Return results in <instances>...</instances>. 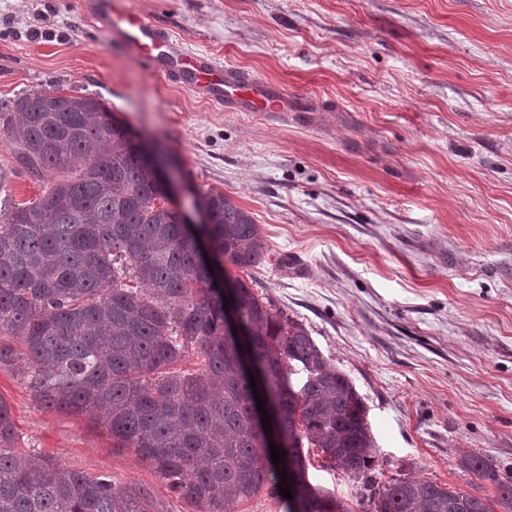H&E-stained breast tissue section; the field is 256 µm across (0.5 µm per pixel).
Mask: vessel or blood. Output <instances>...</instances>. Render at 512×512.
I'll use <instances>...</instances> for the list:
<instances>
[{"mask_svg":"<svg viewBox=\"0 0 512 512\" xmlns=\"http://www.w3.org/2000/svg\"><path fill=\"white\" fill-rule=\"evenodd\" d=\"M94 18L137 58L228 112H295L299 98L271 82L221 63L205 52L179 48L168 31L134 9L130 0H93Z\"/></svg>","mask_w":512,"mask_h":512,"instance_id":"obj_1","label":"vessel or blood"}]
</instances>
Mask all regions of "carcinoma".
<instances>
[{
    "mask_svg": "<svg viewBox=\"0 0 512 512\" xmlns=\"http://www.w3.org/2000/svg\"><path fill=\"white\" fill-rule=\"evenodd\" d=\"M0 132L14 173L44 183L41 197L0 215V367H23L39 406L103 414L112 447L132 449L197 512H241L261 492L284 512L297 500L304 512H355L309 481L306 448L356 484L370 512H512V477L477 454L459 469L492 482L494 497L405 465L378 478L368 406L351 378L302 323L228 270L247 275L270 252L229 195L202 194L210 223H178L128 125L88 95L0 101ZM219 263L233 284L230 323L208 269ZM190 349L199 374L174 369ZM251 375L274 405L283 459L303 461L291 501L279 493L283 465L267 451ZM16 439L0 399V512H153L146 493L19 452Z\"/></svg>",
    "mask_w": 512,
    "mask_h": 512,
    "instance_id": "1",
    "label": "carcinoma"
}]
</instances>
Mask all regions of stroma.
<instances>
[{
  "instance_id": "stroma-1",
  "label": "stroma",
  "mask_w": 512,
  "mask_h": 512,
  "mask_svg": "<svg viewBox=\"0 0 512 512\" xmlns=\"http://www.w3.org/2000/svg\"><path fill=\"white\" fill-rule=\"evenodd\" d=\"M90 0H0V100L95 96L164 147L194 211L233 196L271 251L255 293L364 396L381 463L467 489L512 475V0H135L190 51L305 100L227 112L130 58ZM18 450L195 512L83 415L0 368Z\"/></svg>"
}]
</instances>
